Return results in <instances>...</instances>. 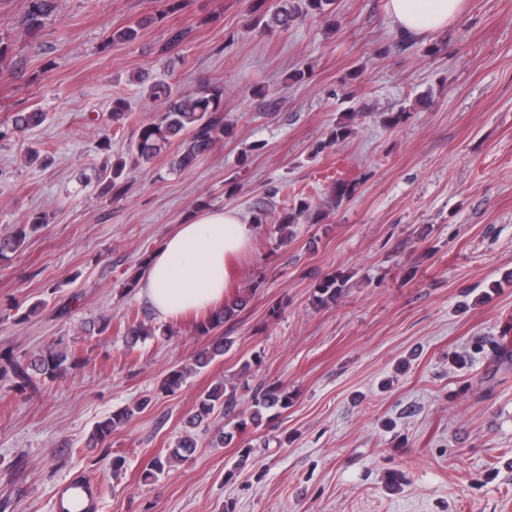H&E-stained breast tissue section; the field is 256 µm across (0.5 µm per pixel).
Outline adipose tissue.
<instances>
[{
	"label": "adipose tissue",
	"instance_id": "ef3b65f1",
	"mask_svg": "<svg viewBox=\"0 0 512 512\" xmlns=\"http://www.w3.org/2000/svg\"><path fill=\"white\" fill-rule=\"evenodd\" d=\"M465 0H389L398 31L421 37L444 30L464 16ZM255 227L233 210H208L169 234L148 257L138 282L161 318L223 305L239 256Z\"/></svg>",
	"mask_w": 512,
	"mask_h": 512
}]
</instances>
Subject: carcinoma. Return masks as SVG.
<instances>
[{"label": "carcinoma", "mask_w": 512, "mask_h": 512, "mask_svg": "<svg viewBox=\"0 0 512 512\" xmlns=\"http://www.w3.org/2000/svg\"><path fill=\"white\" fill-rule=\"evenodd\" d=\"M332 3L333 0H285L280 9L271 14L270 23L287 29L299 18L318 16L332 24L334 18L329 11ZM53 8L54 0H29L27 32L39 30L44 17ZM181 9L182 0H166L165 9L161 12L145 17L132 26L113 30L108 36V41L116 45L130 43L137 39L140 29ZM137 80L146 88L149 98L159 103L161 112L155 119L138 124L128 150V158H120L102 167L99 180L102 192L106 194L119 190L129 159L136 164L149 163L174 145L176 151L172 156V167L176 170L192 169L202 157L211 154L224 137L233 131V127L224 119V86L207 83L194 90L179 91L164 82L149 81V76L145 73L138 75ZM45 119L46 115L43 112L19 110L13 113L9 122L12 130L25 133L41 126ZM302 220H311L310 204L303 199L276 217L274 230L279 241L284 243L292 238L295 234L294 227ZM47 222L48 215L39 213L32 216L28 222L17 224L12 230L0 234V261L18 253L29 233ZM347 282L348 277L342 273L324 275L314 284L313 303L325 306L336 302L343 295ZM249 300L250 295L247 293L231 298L224 303L222 309L197 324L198 334L208 336L222 328L224 323L231 321L245 308ZM111 324L112 318L101 317L81 323L80 329L88 337L101 336L110 329ZM149 335L151 329L137 318L133 317L126 321L123 336L129 350H134L138 343ZM231 345L232 341L227 336L213 339L194 354L191 364L172 367L161 383V390L166 393L175 392L183 385L189 374L208 367L217 358L224 356V351ZM83 364L84 359L78 352L59 343H53L26 359H5V365L0 371L11 375L17 389L23 392L37 385L39 380L54 382L62 379ZM252 400L254 411L250 414V419L246 420L243 418V412L239 410L236 386L220 380L199 396L195 407L186 415L185 427L194 430L200 427L208 429L214 418L223 417L224 425L215 430L212 438L213 444L222 448L224 442L234 439L235 434L243 433L248 422H261L263 412L288 407L291 397L283 385L261 381L256 383L252 390ZM148 404L149 399H143L135 407H126L99 421L90 434L88 446L99 447L101 453L109 454V449L103 447V444L111 437L112 431L129 421L135 411L143 409ZM195 448V439L191 433H186L168 454L157 455L150 461L145 477L163 473L174 462L190 460Z\"/></svg>", "instance_id": "carcinoma-1"}]
</instances>
